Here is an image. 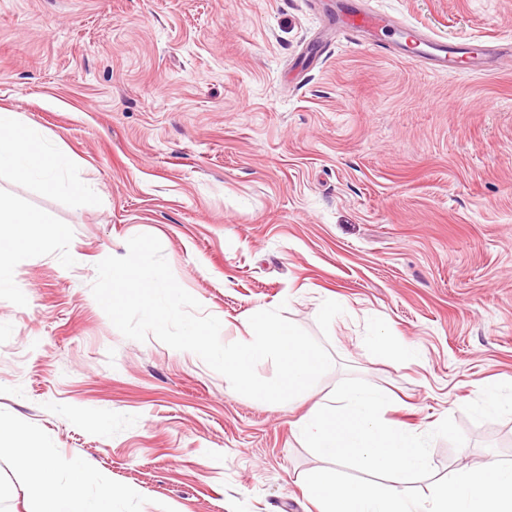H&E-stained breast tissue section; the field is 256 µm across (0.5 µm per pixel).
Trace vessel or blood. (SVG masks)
Segmentation results:
<instances>
[{
    "mask_svg": "<svg viewBox=\"0 0 512 512\" xmlns=\"http://www.w3.org/2000/svg\"><path fill=\"white\" fill-rule=\"evenodd\" d=\"M342 31L353 35L367 33L374 35L394 30L396 51H413L435 71L448 74L488 73L492 70V59L497 53L489 41L477 40L457 46L448 40L426 35L410 25H395L393 19L384 12L367 11L357 7L347 9L339 21Z\"/></svg>",
    "mask_w": 512,
    "mask_h": 512,
    "instance_id": "1",
    "label": "vessel or blood"
}]
</instances>
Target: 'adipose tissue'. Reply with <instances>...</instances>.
<instances>
[{"instance_id": "1", "label": "adipose tissue", "mask_w": 512, "mask_h": 512, "mask_svg": "<svg viewBox=\"0 0 512 512\" xmlns=\"http://www.w3.org/2000/svg\"><path fill=\"white\" fill-rule=\"evenodd\" d=\"M53 138L51 131L23 124L17 113L0 112V171H9L18 180L34 182L51 191L84 195L88 185L68 177L70 161L53 148ZM45 222L42 213L0 196V245L16 252L36 248L42 239L37 229ZM19 463L30 474L38 493L36 512H112L114 490L105 485L96 495H86L80 461L25 451L20 454ZM62 470L70 473V482L65 486L57 482Z\"/></svg>"}]
</instances>
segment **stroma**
I'll return each instance as SVG.
<instances>
[{
    "instance_id": "35a3bbf8",
    "label": "stroma",
    "mask_w": 512,
    "mask_h": 512,
    "mask_svg": "<svg viewBox=\"0 0 512 512\" xmlns=\"http://www.w3.org/2000/svg\"><path fill=\"white\" fill-rule=\"evenodd\" d=\"M451 42L512 45V0H356ZM336 0H0V111L48 129L94 194L0 173V194L61 236L10 253L0 288V512H32L16 459L85 465L114 512H318L328 467L293 434L346 376L385 419L435 439L436 478L512 459V65L435 74L323 35ZM159 239L177 282L245 342L258 309L321 341L333 368L300 400L235 392L196 354L113 326L98 262ZM413 344L396 361L374 334Z\"/></svg>"
}]
</instances>
